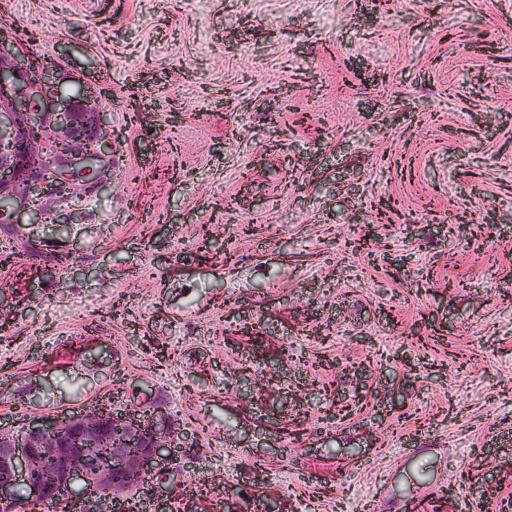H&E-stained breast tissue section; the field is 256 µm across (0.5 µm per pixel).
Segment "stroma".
I'll use <instances>...</instances> for the list:
<instances>
[{
    "label": "stroma",
    "instance_id": "stroma-1",
    "mask_svg": "<svg viewBox=\"0 0 512 512\" xmlns=\"http://www.w3.org/2000/svg\"><path fill=\"white\" fill-rule=\"evenodd\" d=\"M1 31L114 133L109 188L30 228L69 265L0 264V429L160 406L173 512L512 500V0H0Z\"/></svg>",
    "mask_w": 512,
    "mask_h": 512
}]
</instances>
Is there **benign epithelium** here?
<instances>
[{
	"instance_id": "7a95c632",
	"label": "benign epithelium",
	"mask_w": 512,
	"mask_h": 512,
	"mask_svg": "<svg viewBox=\"0 0 512 512\" xmlns=\"http://www.w3.org/2000/svg\"><path fill=\"white\" fill-rule=\"evenodd\" d=\"M68 76L17 62L16 42L0 36V222L48 199L57 208L96 194L108 180L112 149L110 120L103 112H80L92 95L63 94ZM35 136L47 154L45 165L22 152ZM24 242L34 265L55 264L40 241ZM188 432L155 408L117 412L93 408L30 424L23 434L0 432V512H16L19 495L37 506L69 495L78 512H149L154 476H178L185 463L179 449L190 448ZM49 470L46 478L37 477Z\"/></svg>"
}]
</instances>
